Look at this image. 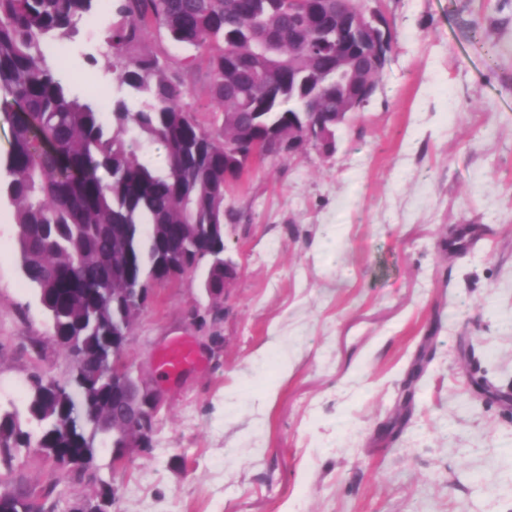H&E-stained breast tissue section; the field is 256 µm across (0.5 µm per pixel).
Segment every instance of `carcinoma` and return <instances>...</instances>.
I'll use <instances>...</instances> for the list:
<instances>
[{"mask_svg":"<svg viewBox=\"0 0 512 512\" xmlns=\"http://www.w3.org/2000/svg\"><path fill=\"white\" fill-rule=\"evenodd\" d=\"M97 0H0V108L9 113L11 141L0 155V201L14 208L20 271L36 290L54 336L84 337L87 353L75 366L96 396L93 417L67 426L66 384L37 377L29 414L40 428L36 448L96 457L105 441L117 446L108 411L112 376L98 369L95 352L119 358L112 331L130 328L128 304L138 289L171 283L161 249L182 265L207 263L204 288L224 287V193L249 165L244 157L224 169L226 137L253 133L252 113L266 125L288 120L298 102L288 99V55L309 68L308 81H325L319 66L288 48V0H110L106 43L112 62V97L73 92L61 61L41 45L78 32ZM195 54L170 70L163 53L145 48L152 30ZM269 80L254 82L252 70ZM204 70L215 106L203 124L184 102L182 75ZM349 90L324 88L319 108L334 112ZM165 167L142 159L153 144ZM31 434L10 415L0 416V465H11ZM10 512H30V493L0 474V496Z\"/></svg>","mask_w":512,"mask_h":512,"instance_id":"1","label":"carcinoma"}]
</instances>
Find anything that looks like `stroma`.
<instances>
[{"instance_id": "stroma-1", "label": "stroma", "mask_w": 512, "mask_h": 512, "mask_svg": "<svg viewBox=\"0 0 512 512\" xmlns=\"http://www.w3.org/2000/svg\"><path fill=\"white\" fill-rule=\"evenodd\" d=\"M394 46L337 149L254 162L226 194L238 276L213 328L199 275L155 288L125 357L165 391L151 448L95 461L112 512H512V0H384ZM111 14L65 41L107 85ZM198 362L157 367L175 339ZM0 206V411L71 381ZM57 478L56 512L94 486Z\"/></svg>"}]
</instances>
